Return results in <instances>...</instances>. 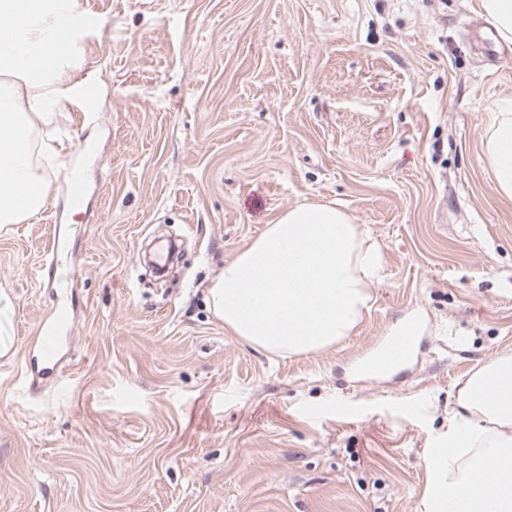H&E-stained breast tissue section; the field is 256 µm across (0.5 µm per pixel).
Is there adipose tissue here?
Here are the masks:
<instances>
[{
	"mask_svg": "<svg viewBox=\"0 0 512 512\" xmlns=\"http://www.w3.org/2000/svg\"><path fill=\"white\" fill-rule=\"evenodd\" d=\"M11 24L0 32V224L35 217L45 205L47 165L33 145L50 133L57 108L78 102L85 64L77 46V0H0ZM484 155L499 191L512 199V100L489 125ZM381 255L341 207L300 204L279 215L249 246L224 264L207 291L209 308L225 329L253 347L283 356L328 347L357 327L368 309L369 287L381 278ZM512 357L478 368L457 396L448 423V452L424 512H444L454 496L470 512H512ZM495 397L482 398L491 381ZM495 462L502 478L493 492L472 480Z\"/></svg>",
	"mask_w": 512,
	"mask_h": 512,
	"instance_id": "ef3b65f1",
	"label": "adipose tissue"
}]
</instances>
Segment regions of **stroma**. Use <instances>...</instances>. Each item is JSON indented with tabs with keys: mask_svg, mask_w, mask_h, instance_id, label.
Segmentation results:
<instances>
[{
	"mask_svg": "<svg viewBox=\"0 0 512 512\" xmlns=\"http://www.w3.org/2000/svg\"><path fill=\"white\" fill-rule=\"evenodd\" d=\"M79 8L99 17L78 38L99 97L61 114L39 216L0 224V512H420L459 389L512 356V200L483 160L512 45L488 55L479 0ZM303 203L346 209L382 280L350 336L283 357L206 294ZM56 224L75 317L62 378L32 391ZM413 316L407 367L363 373Z\"/></svg>",
	"mask_w": 512,
	"mask_h": 512,
	"instance_id": "35a3bbf8",
	"label": "stroma"
}]
</instances>
